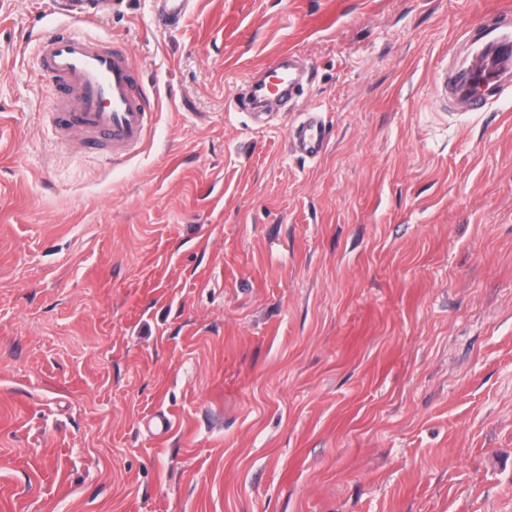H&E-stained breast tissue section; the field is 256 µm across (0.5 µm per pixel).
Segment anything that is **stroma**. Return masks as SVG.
I'll use <instances>...</instances> for the list:
<instances>
[{
	"mask_svg": "<svg viewBox=\"0 0 512 512\" xmlns=\"http://www.w3.org/2000/svg\"><path fill=\"white\" fill-rule=\"evenodd\" d=\"M500 2L112 0L157 109L113 164L41 122L64 16L0 0V512H512V90L434 88ZM158 20L164 26H176L187 12L190 0H156ZM295 54L291 51L276 54L266 66L265 76L254 79L249 85L247 95L243 100L245 109L252 110L254 105L262 106L269 99L268 80L276 78L281 82L283 92L292 96L297 88L294 74ZM292 135V147L303 157L315 159L327 148L324 117L319 112L308 110Z\"/></svg>",
	"mask_w": 512,
	"mask_h": 512,
	"instance_id": "1",
	"label": "stroma"
}]
</instances>
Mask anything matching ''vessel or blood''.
<instances>
[{
    "mask_svg": "<svg viewBox=\"0 0 512 512\" xmlns=\"http://www.w3.org/2000/svg\"><path fill=\"white\" fill-rule=\"evenodd\" d=\"M156 2L159 22L175 26L190 0ZM100 10L99 0H71L64 11L67 24L39 37L38 63L53 95L52 108L44 113L43 121L55 139L122 162L147 140L155 111L126 43L77 30V23L95 21ZM498 14L497 21L472 31L449 55L437 81L438 96L454 113L482 111L512 86V8H501ZM294 58L287 51L268 62L264 77L249 86L245 109L268 101L272 77L280 81L285 94H294ZM326 128L320 113L306 112L292 135L295 152L310 159L320 157L327 148Z\"/></svg>",
    "mask_w": 512,
    "mask_h": 512,
    "instance_id": "b4317fda",
    "label": "vessel or blood"
}]
</instances>
